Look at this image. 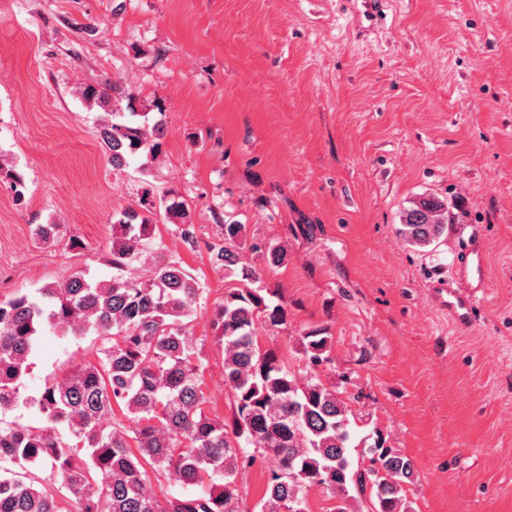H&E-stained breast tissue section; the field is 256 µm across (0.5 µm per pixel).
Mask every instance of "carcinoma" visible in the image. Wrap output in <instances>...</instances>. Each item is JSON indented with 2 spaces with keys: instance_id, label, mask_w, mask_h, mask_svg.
Segmentation results:
<instances>
[{
  "instance_id": "1",
  "label": "carcinoma",
  "mask_w": 512,
  "mask_h": 512,
  "mask_svg": "<svg viewBox=\"0 0 512 512\" xmlns=\"http://www.w3.org/2000/svg\"><path fill=\"white\" fill-rule=\"evenodd\" d=\"M88 106L104 113L98 137L112 165L137 154L156 158L160 123L136 120L137 98L115 86L81 90ZM126 101V107L117 103ZM0 182L24 199L25 178L0 154ZM144 189L140 209L127 208L112 224V278L93 282L76 271L47 284L39 296L0 298V512H238L237 477L262 456L275 461L257 503L258 512H310L313 488L338 498L330 512H353L356 499L369 496L368 512H412L405 487L414 483L411 459L377 436L369 449L371 466L353 467L345 403L316 369L328 362L329 337L305 336L303 354L311 368L306 384L269 349L262 348L258 320L272 327L287 321L288 310L265 302L258 279L237 242L245 227L223 225L224 241L208 246L211 261L234 285L224 289L210 323L224 346V383L229 386L232 421L211 417L201 349L189 335V319L203 299V288L157 243L155 211L176 224L183 244H198L195 225L182 203L154 201ZM454 221L448 202L422 195L401 216L399 234L411 245L428 247L448 233ZM58 224H38L36 240L48 243ZM153 253L150 279L130 268ZM61 336H97L95 357L60 380L45 382L39 395L21 396L22 379L43 329ZM24 403L40 425L9 421ZM120 412L123 422L112 424ZM49 469L47 478L39 471ZM178 482L184 492L162 500L149 494L151 476Z\"/></svg>"
}]
</instances>
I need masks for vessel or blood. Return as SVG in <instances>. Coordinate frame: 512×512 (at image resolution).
I'll list each match as a JSON object with an SVG mask.
<instances>
[{"label":"vessel or blood","instance_id":"1","mask_svg":"<svg viewBox=\"0 0 512 512\" xmlns=\"http://www.w3.org/2000/svg\"><path fill=\"white\" fill-rule=\"evenodd\" d=\"M485 262L483 238L470 234L467 249L455 258V282L442 280L434 284L439 302L447 307L458 328L465 329L473 323L475 304L487 288Z\"/></svg>","mask_w":512,"mask_h":512}]
</instances>
